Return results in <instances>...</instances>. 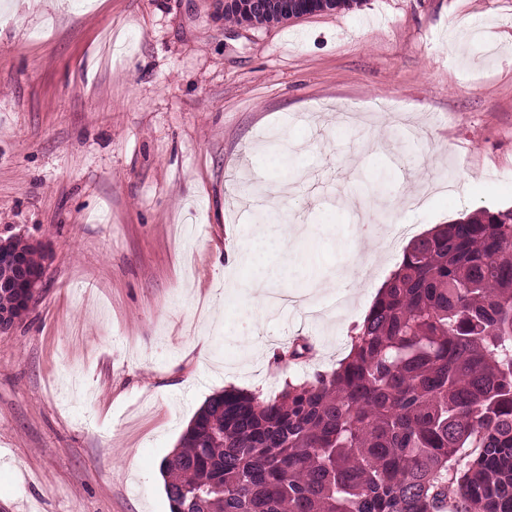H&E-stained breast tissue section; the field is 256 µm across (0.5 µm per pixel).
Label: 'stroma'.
Returning a JSON list of instances; mask_svg holds the SVG:
<instances>
[{
	"label": "stroma",
	"instance_id": "35a3bbf8",
	"mask_svg": "<svg viewBox=\"0 0 512 512\" xmlns=\"http://www.w3.org/2000/svg\"><path fill=\"white\" fill-rule=\"evenodd\" d=\"M6 2L0 241L46 258L0 331V512H170L160 462L212 395L332 372L410 240L512 209V0L254 26L224 0H38L22 25ZM272 183L296 247L254 235ZM302 256L272 287L321 317L246 307L258 267Z\"/></svg>",
	"mask_w": 512,
	"mask_h": 512
}]
</instances>
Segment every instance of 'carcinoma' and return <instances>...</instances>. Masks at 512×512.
Segmentation results:
<instances>
[{"instance_id": "carcinoma-1", "label": "carcinoma", "mask_w": 512, "mask_h": 512, "mask_svg": "<svg viewBox=\"0 0 512 512\" xmlns=\"http://www.w3.org/2000/svg\"><path fill=\"white\" fill-rule=\"evenodd\" d=\"M224 5L272 24L350 6ZM42 246L0 255L44 272ZM29 289L0 260V313ZM171 512H512V210L411 240L329 374L273 398L226 390L160 462Z\"/></svg>"}]
</instances>
